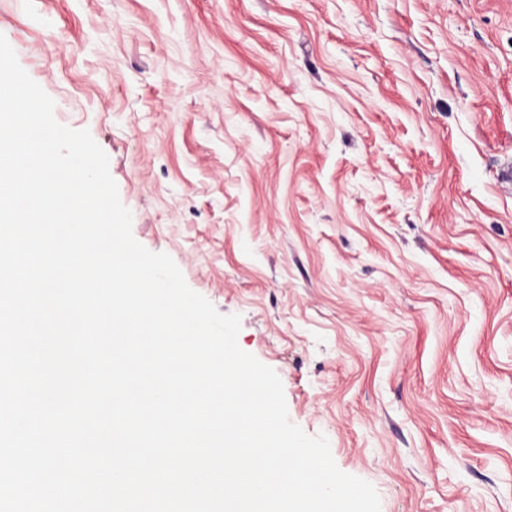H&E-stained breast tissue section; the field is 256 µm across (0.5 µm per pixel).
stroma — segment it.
I'll list each match as a JSON object with an SVG mask.
<instances>
[{"instance_id": "1", "label": "stroma", "mask_w": 512, "mask_h": 512, "mask_svg": "<svg viewBox=\"0 0 512 512\" xmlns=\"http://www.w3.org/2000/svg\"><path fill=\"white\" fill-rule=\"evenodd\" d=\"M0 34L381 512H512V0H0Z\"/></svg>"}]
</instances>
